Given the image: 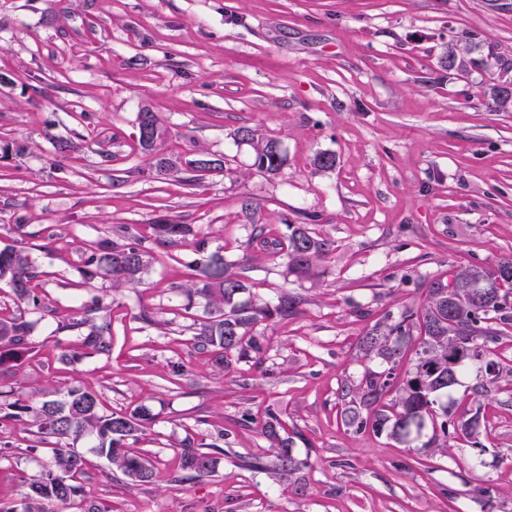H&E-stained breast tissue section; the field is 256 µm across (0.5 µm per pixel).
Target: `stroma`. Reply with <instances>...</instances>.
Masks as SVG:
<instances>
[{
  "label": "stroma",
  "mask_w": 512,
  "mask_h": 512,
  "mask_svg": "<svg viewBox=\"0 0 512 512\" xmlns=\"http://www.w3.org/2000/svg\"><path fill=\"white\" fill-rule=\"evenodd\" d=\"M451 48L462 68L441 67ZM0 73V248L25 242L44 273L35 303L0 281V314L32 327L0 393L36 404L81 387L107 413L146 407L154 420L138 445L162 469L186 432L231 430L210 477L161 487L126 488L81 441L92 494L64 512H512V329L494 347L510 370L489 386L480 446L452 434L426 453L356 431L340 397L381 370L359 350L379 319L459 267L512 258V107L495 103L512 85V0H0ZM145 107L170 130L164 151L222 159L223 172L190 186L157 174L138 146ZM241 127L278 141L276 175L256 170ZM58 139L81 149L57 155ZM319 153L335 167L316 168ZM165 215L229 261L255 224L279 238L311 222L332 242L314 279L250 253L247 298L276 303L284 285L306 300L265 328L262 365L222 375L195 349L204 306L171 288L192 242L139 287L113 288L104 273L81 287L87 244L121 224L149 233ZM97 300L111 355L60 363L59 349L77 346L66 321ZM145 306L158 326L139 320ZM270 411L288 415L287 478L260 435ZM1 432L0 499L15 502L51 451L33 429ZM255 455L263 470L245 467Z\"/></svg>",
  "instance_id": "stroma-1"
}]
</instances>
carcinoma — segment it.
I'll use <instances>...</instances> for the list:
<instances>
[{
  "label": "carcinoma",
  "instance_id": "1",
  "mask_svg": "<svg viewBox=\"0 0 512 512\" xmlns=\"http://www.w3.org/2000/svg\"><path fill=\"white\" fill-rule=\"evenodd\" d=\"M157 146L139 140L141 149L156 154L158 173L191 185L203 173L224 170V161L197 156L183 159L162 152L169 130L158 113H152ZM273 139L250 133L248 144L255 152L258 170L277 173L284 164L281 152L269 149ZM150 235L143 236L133 226H125L117 239H103L92 248L82 271L83 284L88 285L105 270L112 276L115 288H134L142 284L151 261L159 263L172 258L169 249L181 245L199 233L189 224L166 219L149 225ZM289 234L282 240L271 238L266 224L251 225L248 239L238 245L242 257L226 261L217 253H205V241H196L201 253L192 268L193 274L178 285L189 298L204 301L208 317L193 323V341L197 350L209 357L211 366L221 372L235 361L253 360L261 365L264 337L255 327L270 320L286 322L300 313L305 303L302 296L288 289H279L277 303H239L236 298L251 288L248 253L269 250L274 246L287 258L288 271L299 279L316 275L319 264L332 251V243L308 224L287 225ZM40 272L30 258L29 250L21 245L0 248V281L5 280L21 299L34 295ZM100 310L94 303L82 318L65 327L86 328L80 346L91 354L112 352V322L106 317L95 318ZM512 326V258L500 261L488 269L472 264L452 272L448 278L432 281L425 303L407 308L399 316L384 315L360 339L364 356H374L387 365L382 371H369L361 383L344 387L343 397L351 398L357 407L347 410V421L356 430L370 429L379 434L385 430L397 441L408 442L411 435L421 433L425 423L439 426L441 434H432L422 448L448 447V435L461 432L478 438L482 405L463 411L458 423L448 422V390L458 382L459 375L469 366L484 364L489 380L502 373L493 358L491 345L497 343L504 328ZM30 326L14 317L0 316V366L16 362L28 350ZM419 345L408 371L402 393L387 408H376L381 396L390 387L393 371L404 361L413 341ZM367 413H362L361 409ZM0 417L15 426L34 427L44 440H52L53 464L41 477L27 486L20 501L21 512H50L47 505L68 504L84 495L81 478L85 473L83 456L75 448L80 440L95 442L96 452L105 457L113 470L133 483L152 484L160 479V470L145 451L129 449V441L139 439L144 424L153 420L143 407L129 412L101 410L99 395L88 389H69L60 398L46 399L32 405L21 399L0 402ZM287 432L281 415L270 412L261 425L260 435L268 447L278 450L281 474L296 470L297 464L288 452ZM228 436L217 432L214 440L186 433L175 449L178 470L169 474L167 482L183 483L189 479L211 476L215 454L223 451L220 442Z\"/></svg>",
  "mask_w": 512,
  "mask_h": 512
}]
</instances>
